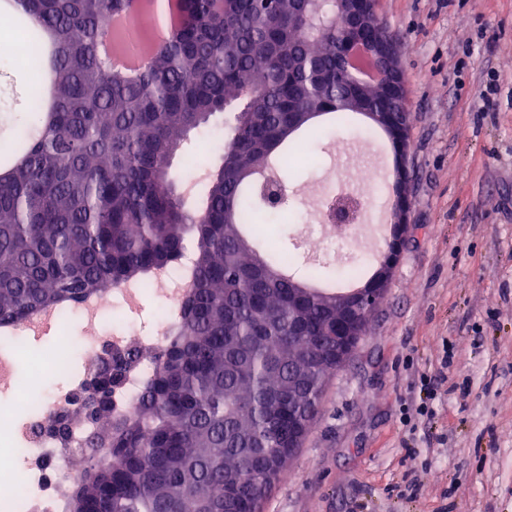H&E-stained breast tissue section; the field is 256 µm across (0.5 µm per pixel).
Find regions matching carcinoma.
Segmentation results:
<instances>
[{"label": "carcinoma", "mask_w": 512, "mask_h": 512, "mask_svg": "<svg viewBox=\"0 0 512 512\" xmlns=\"http://www.w3.org/2000/svg\"><path fill=\"white\" fill-rule=\"evenodd\" d=\"M131 0H17L36 58L57 41L59 80L47 110L36 95L29 129L0 174V325L76 302L108 285L142 292L162 274L186 275L162 343L116 345L80 389V404L46 420L69 444L75 419L95 434L74 468L69 512H241L262 503L288 458V402L320 412L336 374L298 340L329 335L336 289L307 269L304 325L288 313L295 265L260 250L284 207L259 195L253 173L294 168L301 133L316 139L353 115L405 111L396 93H364L336 53L334 4L297 0H177L181 23L128 80L98 53L109 14ZM224 115V151L204 193L188 201L172 162L194 156L195 135ZM137 401L113 397L139 373Z\"/></svg>", "instance_id": "cac0c4a2"}]
</instances>
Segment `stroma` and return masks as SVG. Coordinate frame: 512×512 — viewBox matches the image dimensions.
<instances>
[{
	"label": "stroma",
	"instance_id": "35a3bbf8",
	"mask_svg": "<svg viewBox=\"0 0 512 512\" xmlns=\"http://www.w3.org/2000/svg\"><path fill=\"white\" fill-rule=\"evenodd\" d=\"M403 46L418 229L367 336L263 512H512V0H377ZM27 48L0 58V148L27 121ZM333 139L291 180L287 224L267 229L298 267L361 256L360 239L305 240L313 200L345 175ZM454 359L443 365L444 350ZM435 378V414L400 422Z\"/></svg>",
	"mask_w": 512,
	"mask_h": 512
}]
</instances>
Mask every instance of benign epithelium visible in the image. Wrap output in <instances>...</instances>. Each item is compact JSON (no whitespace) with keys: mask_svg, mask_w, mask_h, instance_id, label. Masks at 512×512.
Returning a JSON list of instances; mask_svg holds the SVG:
<instances>
[{"mask_svg":"<svg viewBox=\"0 0 512 512\" xmlns=\"http://www.w3.org/2000/svg\"><path fill=\"white\" fill-rule=\"evenodd\" d=\"M339 3L343 5L337 15L339 27L351 34V37L341 43L342 57L348 61L352 52L356 51L368 60L373 72V78L365 81L368 87L394 82L396 76L402 72L398 46L390 41L379 42L363 34L366 28L380 32L385 29V22L377 10V0H339ZM398 116V112L364 113V117L384 133L395 131L397 147L391 166L394 203L388 218L390 233L387 248L378 261L374 275L365 286L353 289L336 301L335 361L338 370L346 364V342L353 338H363V321L375 312L383 300L398 264L401 244L414 228L410 219L411 118L410 113H405V123L396 130L394 126L397 125ZM259 187L275 204L287 198L286 187L272 176L264 178ZM360 209L357 198L350 194L339 195L328 205L326 217L332 223L348 226L357 221Z\"/></svg>","mask_w":512,"mask_h":512,"instance_id":"benign-epithelium-1","label":"benign epithelium"}]
</instances>
